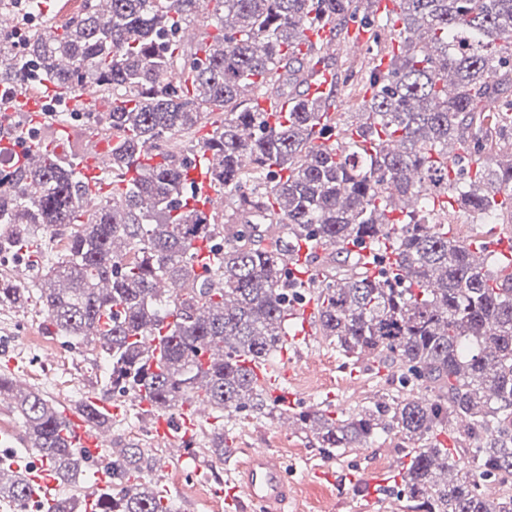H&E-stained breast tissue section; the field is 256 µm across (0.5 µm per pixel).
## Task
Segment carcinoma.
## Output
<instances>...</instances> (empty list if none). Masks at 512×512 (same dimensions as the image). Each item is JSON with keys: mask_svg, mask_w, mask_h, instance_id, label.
<instances>
[{"mask_svg": "<svg viewBox=\"0 0 512 512\" xmlns=\"http://www.w3.org/2000/svg\"><path fill=\"white\" fill-rule=\"evenodd\" d=\"M85 0L61 27L30 23L32 0H0L15 26L0 31V113L50 82L56 113L86 95L120 102L93 116L111 144L112 189L84 205L87 150L52 152L38 167H0V255L34 253L35 231L67 232L63 254L37 284L49 326L75 343L89 336L112 388L155 409L178 412L195 399L216 414H292L332 456L394 432L409 443L401 481L408 512H512V492L489 497L492 478L512 487V263H484L478 237L459 238L434 218L446 198L481 224L503 214L512 192V0H398L378 14L372 0ZM364 20L372 39L389 29L386 71L372 65L361 120L336 119V60L299 49L304 30L350 37ZM196 25L191 48L180 30ZM456 93L448 95V77ZM288 104L267 114L254 99ZM211 132L198 138L204 127ZM339 138L335 143L332 138ZM222 157L211 184L224 214L190 205L186 169L207 152ZM419 203L396 218L395 199ZM507 223H512V207ZM316 252L314 276L291 277L288 255ZM159 279L188 285L174 300ZM315 298L316 332L343 355L374 356L400 390L359 412L277 405L251 365L270 366L288 311ZM30 289L0 273V308H21ZM11 407L25 447L60 481L87 467L61 436V411L29 390ZM451 435L455 460L440 439ZM0 459V502L17 510L36 492L28 472ZM144 450L125 449L93 490L98 512H170L157 483L142 480ZM87 497L58 498L46 512H86Z\"/></svg>", "mask_w": 512, "mask_h": 512, "instance_id": "1", "label": "carcinoma"}]
</instances>
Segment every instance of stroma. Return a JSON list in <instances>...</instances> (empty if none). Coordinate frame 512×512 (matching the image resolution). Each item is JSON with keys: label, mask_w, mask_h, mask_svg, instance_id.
Here are the masks:
<instances>
[{"label": "stroma", "mask_w": 512, "mask_h": 512, "mask_svg": "<svg viewBox=\"0 0 512 512\" xmlns=\"http://www.w3.org/2000/svg\"><path fill=\"white\" fill-rule=\"evenodd\" d=\"M288 386L296 395L297 408L329 401L335 412L346 414L369 405L386 386L390 370L378 359L354 361L344 357L319 336L293 344ZM0 371L22 380L28 389L41 390L59 409L76 407L89 393L117 398L107 384V369L95 345H72L52 334L47 313L38 298L21 308L0 309ZM112 436L124 446L143 448L152 465L151 475L171 491L170 499L182 512H227L223 498L209 497L220 478L233 472L250 448H272L284 459L294 485L292 512H357L359 503L350 485H336L318 478V469L330 467L344 473H388L389 482L379 488L370 512H401L398 475L389 474V464L402 457L403 440L395 434L381 436L369 448H345L336 457H326L300 430H284L279 420L230 414L206 422V434L220 433L234 454L218 461L211 452L200 451L201 473L175 471L163 445L155 442L147 418L134 403H127L124 418L112 421Z\"/></svg>", "instance_id": "obj_1"}]
</instances>
